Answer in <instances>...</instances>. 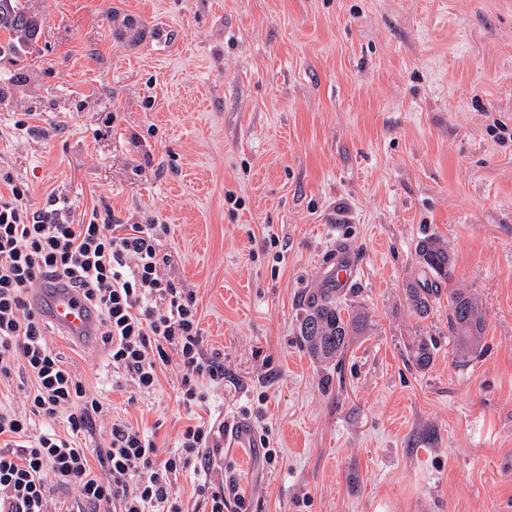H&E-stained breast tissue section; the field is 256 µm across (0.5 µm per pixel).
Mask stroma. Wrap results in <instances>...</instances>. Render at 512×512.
Segmentation results:
<instances>
[{
	"instance_id": "stroma-1",
	"label": "stroma",
	"mask_w": 512,
	"mask_h": 512,
	"mask_svg": "<svg viewBox=\"0 0 512 512\" xmlns=\"http://www.w3.org/2000/svg\"><path fill=\"white\" fill-rule=\"evenodd\" d=\"M34 43L0 55V168L33 209L163 224L224 385L203 411L265 447L208 465L240 512H512V0H22ZM447 243L486 311L460 362L448 303L410 316L415 246ZM369 317L341 362L300 316L336 248ZM433 363L409 359L420 334ZM47 339L111 410L172 447L178 370L112 385L103 344ZM275 450L267 460L266 450Z\"/></svg>"
}]
</instances>
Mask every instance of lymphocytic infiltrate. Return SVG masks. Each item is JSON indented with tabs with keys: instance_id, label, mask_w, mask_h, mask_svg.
<instances>
[{
	"instance_id": "lymphocytic-infiltrate-1",
	"label": "lymphocytic infiltrate",
	"mask_w": 512,
	"mask_h": 512,
	"mask_svg": "<svg viewBox=\"0 0 512 512\" xmlns=\"http://www.w3.org/2000/svg\"><path fill=\"white\" fill-rule=\"evenodd\" d=\"M0 385L24 370L19 405L0 404V502L10 512H57L51 486L75 489L82 512H183L173 487L182 474L196 480L209 512L229 503L199 464L214 447L211 428L186 425L160 456L154 433L113 424L102 446L81 438L109 407L53 352L29 296L45 281L61 280L99 314L100 340L112 367L133 391L149 394L168 366L179 373L177 402L207 407L224 383V364L206 355L192 293L165 272L158 239L163 224H76L69 208L32 210L27 186L0 173ZM64 432H57V423Z\"/></svg>"
}]
</instances>
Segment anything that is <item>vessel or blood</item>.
Here are the masks:
<instances>
[{"label":"vessel or blood","mask_w":512,"mask_h":512,"mask_svg":"<svg viewBox=\"0 0 512 512\" xmlns=\"http://www.w3.org/2000/svg\"><path fill=\"white\" fill-rule=\"evenodd\" d=\"M333 267L324 281L325 287L342 292L350 288L358 275L359 260L349 250L337 251ZM39 315L75 338L91 343L97 338V314L87 308L79 298L56 287L42 288L31 297ZM224 445L230 449L253 448L257 441L252 428L237 424L224 433Z\"/></svg>","instance_id":"1"}]
</instances>
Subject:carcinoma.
<instances>
[{
	"label": "carcinoma",
	"mask_w": 512,
	"mask_h": 512,
	"mask_svg": "<svg viewBox=\"0 0 512 512\" xmlns=\"http://www.w3.org/2000/svg\"><path fill=\"white\" fill-rule=\"evenodd\" d=\"M40 24L20 4V0H0V54L16 53L32 43ZM415 253L425 278L406 281L404 293L411 315L419 322L427 320L439 300L441 286L452 280L453 259L447 244L435 237L420 240ZM367 314L336 298L331 288H323L299 319V341L307 353L322 363L342 359L352 336L368 330ZM486 312L471 294L457 288L448 289V336L458 356L471 357L482 350ZM436 340L422 337L412 348L410 359L418 369L427 368L435 356Z\"/></svg>",
	"instance_id": "cac0c4a2"
}]
</instances>
